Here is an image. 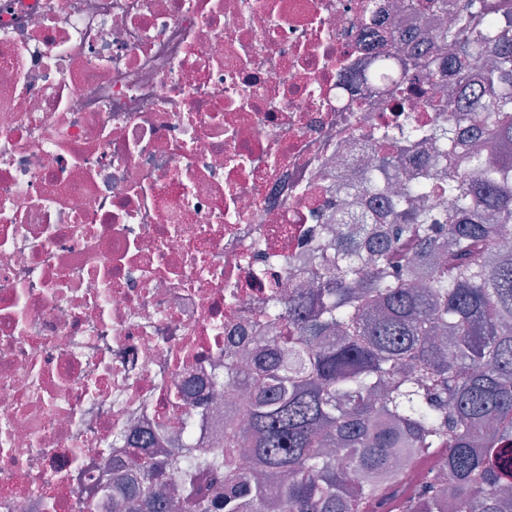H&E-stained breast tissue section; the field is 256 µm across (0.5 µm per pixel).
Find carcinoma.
<instances>
[{
    "label": "carcinoma",
    "mask_w": 512,
    "mask_h": 512,
    "mask_svg": "<svg viewBox=\"0 0 512 512\" xmlns=\"http://www.w3.org/2000/svg\"><path fill=\"white\" fill-rule=\"evenodd\" d=\"M405 7L446 20L415 33L403 95L450 77L475 90L473 127L440 105L438 181L359 182L384 223L363 218L365 244L336 225V261L270 308L288 335L225 367L226 387L255 381L248 425L149 448L143 480L113 487L125 512H512V0ZM431 457L445 480L418 469Z\"/></svg>",
    "instance_id": "obj_1"
}]
</instances>
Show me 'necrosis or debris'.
Instances as JSON below:
<instances>
[{
	"mask_svg": "<svg viewBox=\"0 0 512 512\" xmlns=\"http://www.w3.org/2000/svg\"><path fill=\"white\" fill-rule=\"evenodd\" d=\"M399 0H0V512H116L134 436L215 447L268 304L336 254L394 109Z\"/></svg>",
	"mask_w": 512,
	"mask_h": 512,
	"instance_id": "4bbe7bcc",
	"label": "necrosis or debris"
}]
</instances>
